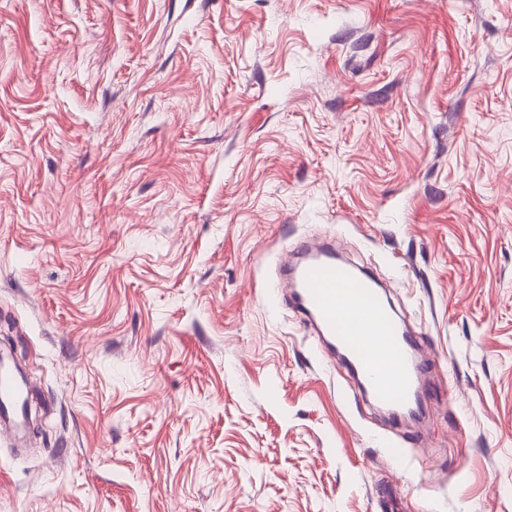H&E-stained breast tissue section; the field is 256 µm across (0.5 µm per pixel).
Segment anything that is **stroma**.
I'll return each mask as SVG.
<instances>
[{
  "label": "stroma",
  "instance_id": "obj_1",
  "mask_svg": "<svg viewBox=\"0 0 512 512\" xmlns=\"http://www.w3.org/2000/svg\"><path fill=\"white\" fill-rule=\"evenodd\" d=\"M327 239L433 389L285 307ZM0 512H512V0H0ZM24 391L18 384L14 372L6 366L0 368V409L4 412L22 407Z\"/></svg>",
  "mask_w": 512,
  "mask_h": 512
}]
</instances>
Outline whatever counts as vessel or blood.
<instances>
[{"label": "vessel or blood", "mask_w": 512, "mask_h": 512, "mask_svg": "<svg viewBox=\"0 0 512 512\" xmlns=\"http://www.w3.org/2000/svg\"><path fill=\"white\" fill-rule=\"evenodd\" d=\"M279 294L331 351H344L381 407H406L422 399V366L411 355L412 339L376 281L336 256L334 247L299 241L282 250ZM24 391L9 367L0 368V410L21 407Z\"/></svg>", "instance_id": "b4317fda"}]
</instances>
